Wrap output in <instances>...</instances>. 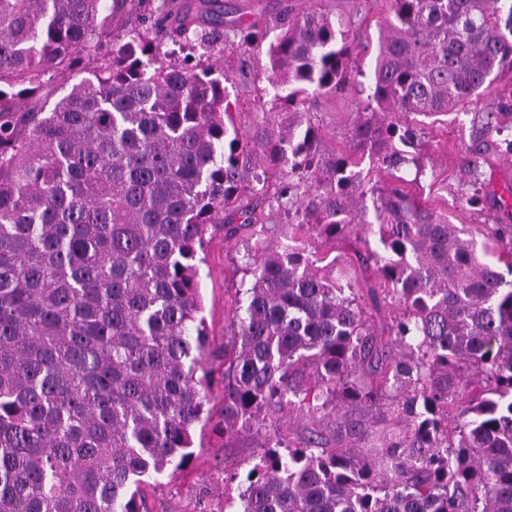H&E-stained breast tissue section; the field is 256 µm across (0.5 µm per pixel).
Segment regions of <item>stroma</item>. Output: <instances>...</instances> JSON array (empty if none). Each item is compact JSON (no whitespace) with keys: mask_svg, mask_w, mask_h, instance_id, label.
<instances>
[{"mask_svg":"<svg viewBox=\"0 0 512 512\" xmlns=\"http://www.w3.org/2000/svg\"><path fill=\"white\" fill-rule=\"evenodd\" d=\"M273 94L263 70L255 84L230 91L239 103L234 114L236 123L258 149L263 147L268 131L287 125L290 118L289 113L273 106ZM353 100V94L347 93L311 105L310 116L321 130L324 149L343 145L353 119ZM468 121V116L462 114L455 123L426 127L421 155L425 166L434 167L435 175L420 180L421 195L433 208L447 213L451 223L473 226L482 223V216L463 209L456 196L464 142L461 126ZM242 254V244L225 241L223 234L216 233L199 264L203 315L212 346L219 353L224 349L236 302L252 284L251 275L241 268ZM259 442V437L252 435L225 438L223 431L210 425L196 428L194 456L188 468L161 477L159 484L142 486L146 512H222L225 496L238 493L236 486H225V472L246 474L259 453Z\"/></svg>","mask_w":512,"mask_h":512,"instance_id":"stroma-1","label":"stroma"}]
</instances>
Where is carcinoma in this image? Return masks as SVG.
I'll return each mask as SVG.
<instances>
[{
    "label": "carcinoma",
    "mask_w": 512,
    "mask_h": 512,
    "mask_svg": "<svg viewBox=\"0 0 512 512\" xmlns=\"http://www.w3.org/2000/svg\"><path fill=\"white\" fill-rule=\"evenodd\" d=\"M187 2L0 0V512H144L141 485L190 464L202 421L263 437L239 512H512V182L485 171L512 161V84L464 143L456 195L484 223H450L399 175L425 174L424 119L512 73V0H390L368 75L353 14L279 0L201 27ZM226 24L235 70L211 59ZM176 39L196 63L168 60ZM265 42L294 120L254 160L228 87ZM92 45L89 76L26 107ZM349 89L347 145L326 152L308 104ZM266 205L296 230L280 250L256 230ZM355 224L376 246L358 235L316 269L309 244ZM210 227L252 229L219 379Z\"/></svg>",
    "instance_id": "cac0c4a2"
}]
</instances>
